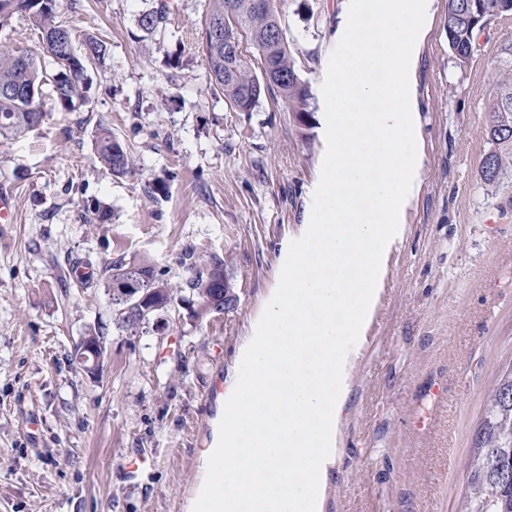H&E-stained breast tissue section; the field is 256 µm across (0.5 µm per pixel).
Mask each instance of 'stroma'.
<instances>
[{
  "mask_svg": "<svg viewBox=\"0 0 512 512\" xmlns=\"http://www.w3.org/2000/svg\"><path fill=\"white\" fill-rule=\"evenodd\" d=\"M158 0H60L62 20L104 39L87 104L0 139V512H183L210 438L220 374L277 287L283 246L304 232L326 149L321 86L348 0H280L315 109L299 125L267 97L236 112L196 49L206 0H169L162 35L136 18ZM434 0L413 68L419 189L390 246L353 361L323 512H462L463 466L500 366L512 362V187L483 191L485 103L512 16L475 63L455 66ZM132 151L116 177L97 126ZM100 205L103 222L86 219ZM224 261L235 306L203 318L175 303L119 327L104 288L118 255L148 257L186 287L185 251ZM92 271L76 279V267ZM106 333L98 376L73 357ZM439 396H432L433 387Z\"/></svg>",
  "mask_w": 512,
  "mask_h": 512,
  "instance_id": "1",
  "label": "stroma"
}]
</instances>
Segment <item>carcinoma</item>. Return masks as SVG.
<instances>
[{"label": "carcinoma", "instance_id": "1", "mask_svg": "<svg viewBox=\"0 0 512 512\" xmlns=\"http://www.w3.org/2000/svg\"><path fill=\"white\" fill-rule=\"evenodd\" d=\"M239 12L236 22L239 36L257 52L258 66H253L245 53L230 56L224 52V36L214 27L224 22L232 2ZM272 13H258L249 0H207V8L197 48L202 53L213 89L224 95L225 102L237 112H252L270 95L282 101L296 121L309 126L313 114L310 95L301 80L296 60L288 41L272 47L263 40L266 31L281 26L278 0H272ZM448 46L455 65L469 67L480 47L479 40L490 25L502 16L512 15V0H447ZM22 16L38 31L39 48L17 50L0 48V138L22 136L43 122L47 115L44 86L51 85V108L72 112L86 102L89 67L104 62L108 54L106 41L93 36H77L58 19L57 0H0V26L9 24L13 16ZM169 20V5L141 12L137 28L148 36L163 31ZM48 54L56 72L48 77L41 55ZM270 73L266 82L258 70ZM488 119L485 135L489 150L482 160V182L494 191L512 185V42L501 45L497 57L494 92L486 106ZM95 151L116 176L130 172L134 160L130 151L112 133L101 126L94 136ZM141 270L149 274L150 287L162 288L169 300L175 299V287L166 272L147 258L126 259L120 255L105 268V288L121 328L132 330L161 310L133 311L115 298L112 286L125 274ZM224 280V260L210 258L207 269L190 280L189 287L199 303L206 291L201 288L205 277ZM485 455L512 470V369L505 371L488 395L485 413L477 430L473 454L465 469L467 485L464 512H512V480L505 484L495 472L477 473V459Z\"/></svg>", "mask_w": 512, "mask_h": 512}]
</instances>
